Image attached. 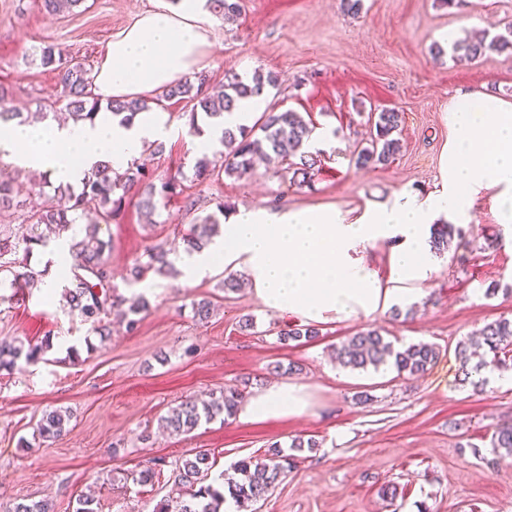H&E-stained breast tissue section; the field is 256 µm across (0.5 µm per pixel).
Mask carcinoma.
Listing matches in <instances>:
<instances>
[{"instance_id": "1", "label": "carcinoma", "mask_w": 512, "mask_h": 512, "mask_svg": "<svg viewBox=\"0 0 512 512\" xmlns=\"http://www.w3.org/2000/svg\"><path fill=\"white\" fill-rule=\"evenodd\" d=\"M43 9L49 14L76 7L84 0H40ZM203 8L222 19L238 18L242 14V0H205ZM512 52V25L505 26V32L486 36L479 41L468 39L454 40L450 51L454 56L476 59L488 51ZM40 63L57 73L62 88L69 119L75 123L91 121L98 114L101 102L92 93V78L88 70L67 60L64 53L52 45L43 46L38 51ZM207 83L205 74L194 79L181 80L163 89L150 100L129 101L111 100L107 109L119 118L124 125L131 122L140 111L158 107L173 100H186L191 103L189 114L190 132L203 134L198 121L210 128H220L224 113L237 108L238 104L251 98H262L269 90L277 87L278 77L271 72L256 74L245 82L238 77L227 80L224 88L217 93L203 90ZM9 94L0 87V125L15 120H45L47 113L33 112L23 115L7 106ZM401 123V113L389 110L374 115L375 133L370 143L353 154L356 165L388 164L399 151V141L393 137ZM311 129L303 116L292 110L279 111L266 109L251 128L239 126L235 129L221 128L218 145L227 148L214 149L197 158L193 170L198 180L211 179L223 174L229 177L244 178L254 170L255 159L264 158L271 164L287 165L292 171V180L298 184L314 182L317 159L313 154L302 150ZM139 193V207L150 218L166 207L172 198L182 192L179 176L173 175L159 182L153 174L138 162L131 163L119 171L112 163H98L90 176L81 182L80 191L72 186L53 187L59 203L43 202L31 207L20 225L19 235L0 234V274L7 272L9 277H0V288L7 286L13 294H18L30 286L37 278L49 275L50 268L36 271L28 263L29 256L37 247H46L48 237L44 228L52 227L55 233H64L77 223L79 214L93 213L84 227L83 235L73 234L67 241L69 255L73 262L69 266L67 284L63 286V296L71 314H78L81 320L91 325L99 336L110 334L109 316L116 315L126 321L129 329H134L141 320V314L149 309L145 294L131 298L124 296L114 282L110 266V246L102 235V225H107L121 209L122 203L131 190ZM43 191L35 190L28 182L16 177L0 179V213L9 212L24 206L31 198H39ZM220 225L219 219L208 215L199 223L190 226L183 236L185 251L198 252L212 243ZM456 230L448 223L433 224L430 227L431 249L435 253L452 248ZM173 250L164 245L146 248V261H136L131 270V278L124 280L131 288L143 282L148 273L167 274L174 269L170 255ZM483 344L492 354L491 361H483L479 367L505 368L512 362V320L501 318L486 324L480 330ZM49 344L24 343L21 340H0V369L12 370L19 361L34 365L42 359ZM341 364L352 370H375L382 366H392L400 376H415L425 373L439 355L434 343L418 342L400 347L388 340L375 327H364L344 340L336 348ZM242 393L237 390L223 392L220 396L202 404L194 400L183 401L172 408L165 417L166 427L176 433H190L203 423L216 419L226 420L233 416L241 402ZM70 416L61 409L47 411L37 425V436L48 441L61 436L66 431ZM491 448L498 461L512 465V424H502L492 432ZM292 466L290 458L272 448L263 456H253L234 465L238 478L227 482V492H222L206 483L212 468L211 453L198 451L194 457L175 463L176 478L190 488L189 499L159 502L153 512H221L225 496H230L235 504L258 502L275 489L288 475Z\"/></svg>"}]
</instances>
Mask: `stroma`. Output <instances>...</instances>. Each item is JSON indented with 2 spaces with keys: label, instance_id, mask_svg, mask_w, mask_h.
Returning a JSON list of instances; mask_svg holds the SVG:
<instances>
[{
  "label": "stroma",
  "instance_id": "1",
  "mask_svg": "<svg viewBox=\"0 0 512 512\" xmlns=\"http://www.w3.org/2000/svg\"><path fill=\"white\" fill-rule=\"evenodd\" d=\"M150 0H84L58 14L38 0H0V86L21 112L59 95L37 48L58 47L93 70L115 32L131 24ZM512 21V0H364L358 16L340 0H244L237 21L216 20L205 60L209 89L231 76L275 72L279 87L263 105L299 112L314 132L307 151L320 163L312 186L258 164L250 177L197 181L198 157L189 133V105L166 113L177 131L162 153L143 161L156 179L183 172V192L147 223L135 196L104 226L111 240L115 279L129 274L154 243L183 249L192 224L239 208L334 205L356 213L390 202L396 193L433 190L439 156L448 144L445 107L455 90L512 101V54L488 52L474 60L434 57L443 34L475 38ZM401 114L400 150L386 165L355 166L352 152L369 135L370 113ZM462 231L469 249L448 251L413 313H385L368 323L386 338L431 342L439 355L420 377L389 366L351 370L334 349L366 321L320 324L311 340L284 342L282 330L298 319L265 309L249 288H224L217 268L191 285L154 274L139 284L150 302L134 331L111 322L100 339L90 324L60 307L43 288L23 299L0 300V339L53 347L35 365L0 370V512L13 503L48 501L50 512H74L80 495L93 494L98 512H153L178 497L176 459L210 451L214 473L234 475L238 461L312 438L288 476L255 505L256 512H512V468L494 469L490 436L512 422V369H484L462 383L459 342L485 324L512 318V224L498 223L489 196L479 197ZM213 304L210 318L194 319L191 304ZM253 316L251 330L239 327ZM296 372H289V365ZM288 380L310 386L313 409L297 418L249 423L233 417L201 424L188 434L161 430L160 419L181 400H207L229 389L251 397L258 387ZM67 409L63 436H36L44 410ZM160 467L152 483L130 474Z\"/></svg>",
  "mask_w": 512,
  "mask_h": 512
}]
</instances>
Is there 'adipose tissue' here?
Masks as SVG:
<instances>
[{
    "mask_svg": "<svg viewBox=\"0 0 512 512\" xmlns=\"http://www.w3.org/2000/svg\"><path fill=\"white\" fill-rule=\"evenodd\" d=\"M213 26L200 0H155L113 34L97 66L95 96L143 98L199 71L213 45ZM447 112L451 135L435 191L401 192L355 216L333 206L238 209L220 238L185 259V283L219 264L246 272L265 309L293 313L307 324L372 317L419 291L439 269L430 225L469 223L475 199L487 191L498 223L512 224V102L460 90L449 98ZM172 131L156 109L141 111L127 127L105 112L78 124L14 122L0 134V157L75 187L100 161L126 168L145 143ZM382 242L391 246L384 277L360 256ZM310 406L304 385L274 383L256 389L239 418L255 423L298 417Z\"/></svg>",
    "mask_w": 512,
    "mask_h": 512,
    "instance_id": "ef3b65f1",
    "label": "adipose tissue"
}]
</instances>
